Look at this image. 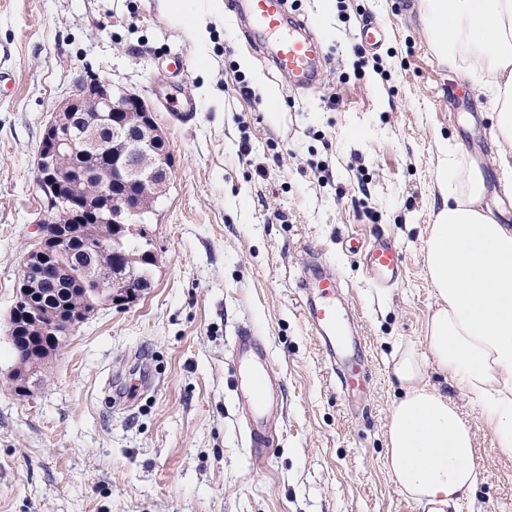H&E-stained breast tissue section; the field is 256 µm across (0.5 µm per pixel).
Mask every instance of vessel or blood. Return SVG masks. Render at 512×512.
Here are the masks:
<instances>
[{"instance_id": "b4317fda", "label": "vessel or blood", "mask_w": 512, "mask_h": 512, "mask_svg": "<svg viewBox=\"0 0 512 512\" xmlns=\"http://www.w3.org/2000/svg\"><path fill=\"white\" fill-rule=\"evenodd\" d=\"M237 9L255 44L269 49L280 74L298 87L318 86L322 47L304 21L285 24V0H237ZM350 248L362 253L363 264L377 286H392L401 277L403 259L393 242L379 237L366 243L354 239ZM298 288L311 332L326 355L344 359L339 375L342 393L348 397L365 395L368 380L357 357L350 354L354 347L349 332L350 312L339 294L335 272L311 266L300 276ZM234 353L239 370L237 387L251 409L246 422L248 440L252 448L262 449L270 441L267 411L277 400L269 380V353L261 337L250 332L235 337Z\"/></svg>"}]
</instances>
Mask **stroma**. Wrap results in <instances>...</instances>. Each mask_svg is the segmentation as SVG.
Instances as JSON below:
<instances>
[{
  "label": "stroma",
  "instance_id": "obj_1",
  "mask_svg": "<svg viewBox=\"0 0 512 512\" xmlns=\"http://www.w3.org/2000/svg\"><path fill=\"white\" fill-rule=\"evenodd\" d=\"M194 42L160 0H0V512H425L394 485L386 416L402 395L392 356L422 344L436 309L425 269L440 203V143L476 161L486 204L512 225L483 91L433 52L419 0H288L325 47L321 84L289 89L232 6ZM375 18L379 62L356 69ZM182 68H173V55ZM142 97L173 158L150 234L151 288L95 309L32 395L8 377L9 313L39 219L36 160L55 108L87 75ZM197 111L175 114L184 99ZM251 151H240L242 140ZM391 237L404 274L374 287L348 237ZM336 271L363 342L370 392L351 401L297 294L314 260ZM262 336L282 400L271 443L250 448L232 386L239 331ZM427 382L475 435L472 498L445 512H512V461L435 367Z\"/></svg>",
  "mask_w": 512,
  "mask_h": 512
}]
</instances>
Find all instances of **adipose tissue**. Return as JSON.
Here are the masks:
<instances>
[{"mask_svg":"<svg viewBox=\"0 0 512 512\" xmlns=\"http://www.w3.org/2000/svg\"><path fill=\"white\" fill-rule=\"evenodd\" d=\"M420 12L435 55L487 92L499 178L512 180V0H421ZM438 189L425 241L436 310L422 345L393 356L403 395L386 441L399 489L446 505L477 484L474 435L457 404L425 383L428 366L474 402L499 456L512 460V225L484 208L482 173L453 154L440 160Z\"/></svg>","mask_w":512,"mask_h":512,"instance_id":"adipose-tissue-1","label":"adipose tissue"}]
</instances>
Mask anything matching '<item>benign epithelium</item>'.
<instances>
[{
  "mask_svg": "<svg viewBox=\"0 0 512 512\" xmlns=\"http://www.w3.org/2000/svg\"><path fill=\"white\" fill-rule=\"evenodd\" d=\"M163 132L157 126L153 111L146 102L134 94L117 96L112 85L101 80H81L76 93L61 103L44 127L42 145L37 160V170L52 173L57 156L69 152L81 154L96 151L112 155V180L102 182L99 193L100 211L114 224H141L146 220L145 209L133 203L125 195L111 191L110 184L140 182L144 195H157L168 190L173 167L167 149L161 147ZM157 153L154 164L148 170L139 163V157L149 152ZM46 229L38 226L37 236L25 253L21 267L22 291L37 293L42 278L39 274L58 264V255L66 252V237L59 236L61 245L49 251L44 245ZM83 302L73 309L72 321L88 314V306H116L126 308L141 292L124 295L112 286V276L91 263L79 267L75 277ZM9 340L14 349V364L9 371L15 383V391L28 395L29 381L43 369V365L56 352L54 348L39 349L26 353L19 347L16 328H11Z\"/></svg>",
  "mask_w": 512,
  "mask_h": 512,
  "instance_id": "benign-epithelium-1",
  "label": "benign epithelium"
}]
</instances>
